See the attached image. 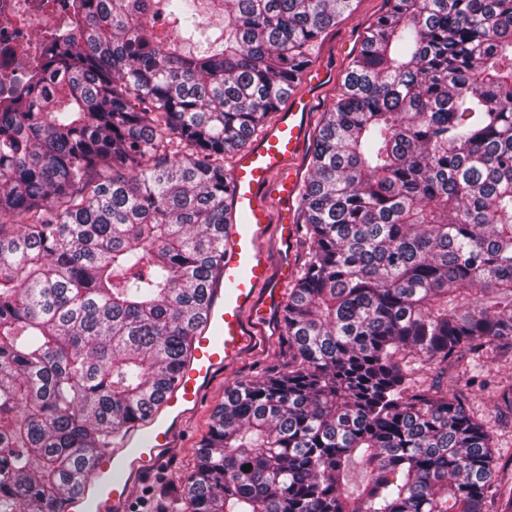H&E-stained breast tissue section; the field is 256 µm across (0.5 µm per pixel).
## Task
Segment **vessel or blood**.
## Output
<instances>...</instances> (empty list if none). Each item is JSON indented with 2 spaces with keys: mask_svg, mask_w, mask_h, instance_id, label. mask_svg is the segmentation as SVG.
Wrapping results in <instances>:
<instances>
[{
  "mask_svg": "<svg viewBox=\"0 0 512 512\" xmlns=\"http://www.w3.org/2000/svg\"><path fill=\"white\" fill-rule=\"evenodd\" d=\"M308 111V99L291 93L287 110L238 154L224 260L185 361L154 412L90 465L60 512H129L134 487L160 474L166 451L176 446L213 377L249 353L263 321L282 308L292 266L286 256H275L270 241L285 244L294 236L289 204L299 190L294 162L304 148Z\"/></svg>",
  "mask_w": 512,
  "mask_h": 512,
  "instance_id": "vessel-or-blood-1",
  "label": "vessel or blood"
}]
</instances>
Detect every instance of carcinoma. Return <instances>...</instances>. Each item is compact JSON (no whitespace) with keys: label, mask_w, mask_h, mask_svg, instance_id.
Here are the masks:
<instances>
[{"label":"carcinoma","mask_w":512,"mask_h":512,"mask_svg":"<svg viewBox=\"0 0 512 512\" xmlns=\"http://www.w3.org/2000/svg\"><path fill=\"white\" fill-rule=\"evenodd\" d=\"M153 2L72 0L0 100V512H60L154 410L224 258V160L353 6ZM387 2L300 191L288 371L225 391L162 512H512L488 428L411 390L512 359V0Z\"/></svg>","instance_id":"1"}]
</instances>
